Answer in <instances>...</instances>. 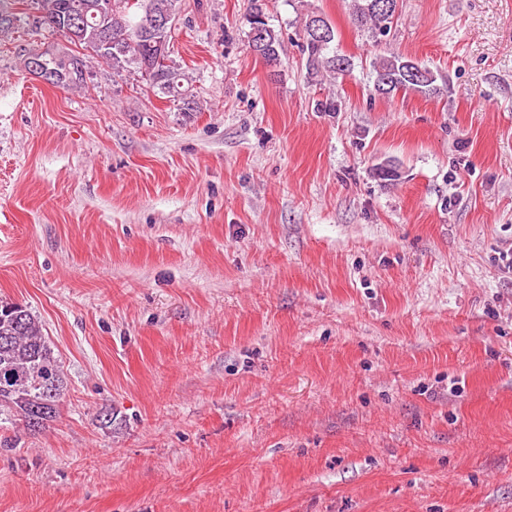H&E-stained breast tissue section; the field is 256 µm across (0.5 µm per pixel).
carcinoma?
<instances>
[{"label": "carcinoma", "mask_w": 512, "mask_h": 512, "mask_svg": "<svg viewBox=\"0 0 512 512\" xmlns=\"http://www.w3.org/2000/svg\"><path fill=\"white\" fill-rule=\"evenodd\" d=\"M98 0H36L40 23L68 33V38L92 51L120 76L139 70L157 95L180 101L192 110L184 87L185 75L168 55L177 0H107L108 7L92 9ZM399 0H353L352 17L373 36L391 28ZM313 15L302 26L301 49L308 74L343 75L350 60L336 53V31L324 21L329 37L310 32ZM247 22L263 27L261 43L249 42L269 66L280 61V34L266 20L265 0H248ZM374 91L382 96L400 91L433 95L441 92L436 74L399 53L383 55L373 63ZM67 382L58 355L43 334L38 317L22 305L0 301V413L17 417L31 432L40 431L59 416Z\"/></svg>", "instance_id": "1"}]
</instances>
